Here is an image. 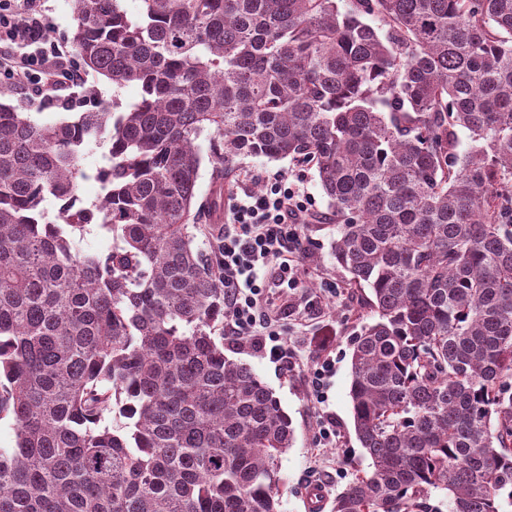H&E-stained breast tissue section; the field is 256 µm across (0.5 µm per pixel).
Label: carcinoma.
I'll return each mask as SVG.
<instances>
[{
	"mask_svg": "<svg viewBox=\"0 0 512 512\" xmlns=\"http://www.w3.org/2000/svg\"><path fill=\"white\" fill-rule=\"evenodd\" d=\"M74 11L83 67L141 95L42 124L0 86V512H282L294 430L224 355L209 223L248 157L314 169L334 223L308 229L336 232V265L370 292L349 396L371 466L333 512H428L434 490L448 512H507L512 0ZM92 143L103 195L79 206ZM93 230L114 245L80 251Z\"/></svg>",
	"mask_w": 512,
	"mask_h": 512,
	"instance_id": "carcinoma-1",
	"label": "carcinoma"
}]
</instances>
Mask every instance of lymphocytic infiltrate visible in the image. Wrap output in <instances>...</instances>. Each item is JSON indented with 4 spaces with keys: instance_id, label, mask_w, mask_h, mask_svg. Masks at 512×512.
Returning a JSON list of instances; mask_svg holds the SVG:
<instances>
[{
    "instance_id": "1",
    "label": "lymphocytic infiltrate",
    "mask_w": 512,
    "mask_h": 512,
    "mask_svg": "<svg viewBox=\"0 0 512 512\" xmlns=\"http://www.w3.org/2000/svg\"><path fill=\"white\" fill-rule=\"evenodd\" d=\"M0 78L42 102L83 82L70 50L54 36L44 0H0ZM308 213L302 182L283 174L266 179L262 190L242 188L225 213L224 333L269 346L271 358L282 363L290 352L267 315L269 290L297 289Z\"/></svg>"
}]
</instances>
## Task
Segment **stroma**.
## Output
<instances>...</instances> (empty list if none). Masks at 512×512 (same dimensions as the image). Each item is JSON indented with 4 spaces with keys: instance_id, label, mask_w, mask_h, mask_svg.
Returning a JSON list of instances; mask_svg holds the SVG:
<instances>
[{
    "instance_id": "obj_1",
    "label": "stroma",
    "mask_w": 512,
    "mask_h": 512,
    "mask_svg": "<svg viewBox=\"0 0 512 512\" xmlns=\"http://www.w3.org/2000/svg\"><path fill=\"white\" fill-rule=\"evenodd\" d=\"M138 86L116 88L104 77L87 73L86 80L65 92L64 96L40 104L29 105L39 121L53 122L65 117L67 109L92 111L99 104L113 102L127 109L140 98ZM241 173H283L301 177L311 198L308 223H319L327 213L324 196L313 170L297 166L289 160L267 161L263 158L245 159ZM307 271L299 290L305 295L322 297L316 308L288 307L287 293L274 289L271 315L278 330L288 341L292 352L290 366L271 359L269 354L253 345H242L231 339L224 342L228 358L248 363L273 391L282 408L292 420L294 441L279 458L281 498L284 512H306L303 495L310 482L322 484L325 508L354 476L367 470L370 459L361 448L353 425L349 397L351 369V340L359 331L367 311L362 307L363 293L348 288V275L331 255L329 231L308 232L304 235ZM336 292L325 295L326 284ZM333 360L335 367L324 389L323 399H316L306 374L323 359ZM336 424V440L321 441L319 431L327 422Z\"/></svg>"
}]
</instances>
